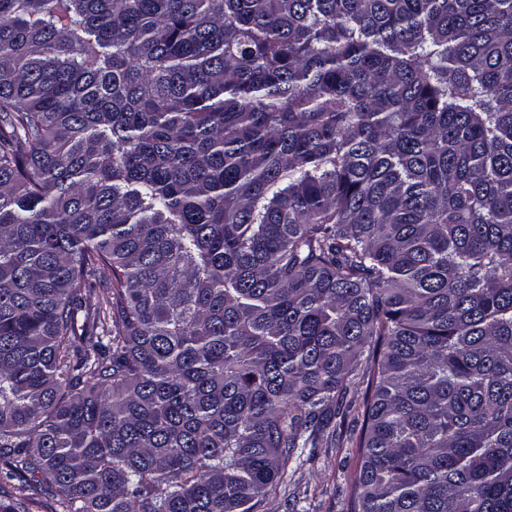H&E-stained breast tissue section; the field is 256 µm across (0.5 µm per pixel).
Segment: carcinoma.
I'll use <instances>...</instances> for the list:
<instances>
[{"mask_svg": "<svg viewBox=\"0 0 512 512\" xmlns=\"http://www.w3.org/2000/svg\"><path fill=\"white\" fill-rule=\"evenodd\" d=\"M346 443L350 512H512V0H0V512Z\"/></svg>", "mask_w": 512, "mask_h": 512, "instance_id": "1", "label": "carcinoma"}]
</instances>
